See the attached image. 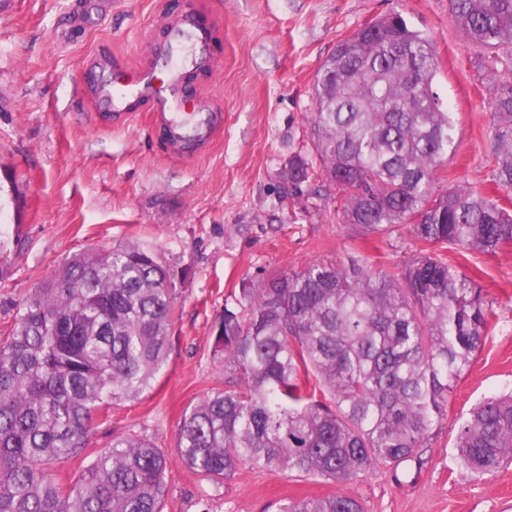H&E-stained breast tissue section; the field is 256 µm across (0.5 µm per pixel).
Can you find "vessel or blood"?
<instances>
[{"instance_id":"b4317fda","label":"vessel or blood","mask_w":512,"mask_h":512,"mask_svg":"<svg viewBox=\"0 0 512 512\" xmlns=\"http://www.w3.org/2000/svg\"><path fill=\"white\" fill-rule=\"evenodd\" d=\"M189 44L194 47V64L213 69L215 61L207 51V34L182 17L169 23L163 43L151 44L150 64L131 69L115 66V80L104 85L101 96L102 105L129 118L138 101L149 100L155 129L167 145L177 150L202 145L218 121L212 112L186 113L179 109L185 75L183 66L173 57Z\"/></svg>"}]
</instances>
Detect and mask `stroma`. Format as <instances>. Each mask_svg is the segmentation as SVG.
Masks as SVG:
<instances>
[{
  "instance_id": "stroma-1",
  "label": "stroma",
  "mask_w": 512,
  "mask_h": 512,
  "mask_svg": "<svg viewBox=\"0 0 512 512\" xmlns=\"http://www.w3.org/2000/svg\"><path fill=\"white\" fill-rule=\"evenodd\" d=\"M186 13L210 27L216 67L188 85L182 108L224 123L210 145L174 153L148 109L128 121L95 110L107 76L92 59L148 64V40ZM390 13L436 46L433 87L458 141L448 183L496 192L488 53L465 41L448 0H0V185L19 189L0 198V341L22 300L74 255L135 243L158 256L176 303L166 365L150 392L108 408L89 448L117 435L161 448L172 461L162 512H277L286 500L336 492L363 512H512V462L475 479L456 461L471 408L512 390V243L493 254L447 249L490 304L488 335L422 462L347 483L245 465L217 484L176 460L185 412L224 385L214 329L241 280L360 256L395 272L415 252L409 235L388 242L339 223L333 197L285 200L290 160L313 154L306 117L316 71L340 38Z\"/></svg>"
}]
</instances>
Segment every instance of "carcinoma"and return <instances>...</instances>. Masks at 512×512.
<instances>
[{"label": "carcinoma", "mask_w": 512, "mask_h": 512, "mask_svg": "<svg viewBox=\"0 0 512 512\" xmlns=\"http://www.w3.org/2000/svg\"><path fill=\"white\" fill-rule=\"evenodd\" d=\"M449 4L468 43L494 56L512 45V0ZM437 63L432 41L392 13L339 40L317 70L315 158L290 161V195L334 190L341 223L386 241L405 229L415 255L396 273L352 259L242 281L214 336L225 388L185 413L182 466L216 481L249 464L345 483L430 447L489 310L441 250L512 242V210L475 187L441 186L458 143L433 90ZM491 108L495 182L511 193V79L495 83ZM173 317L169 271L135 244L75 256L24 299L0 344V512H161L170 460L149 440L113 438L74 481L56 472L85 454L103 407L153 387ZM457 448L474 478L512 458V392L473 409ZM279 512L362 508L336 493Z\"/></svg>", "instance_id": "obj_1"}]
</instances>
